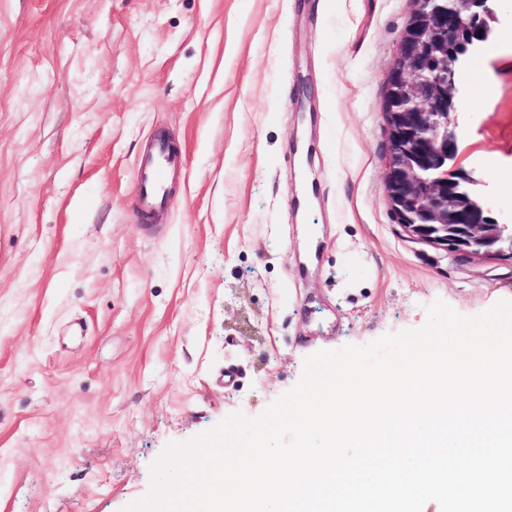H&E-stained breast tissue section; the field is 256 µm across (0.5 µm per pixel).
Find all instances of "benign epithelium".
<instances>
[{
    "mask_svg": "<svg viewBox=\"0 0 512 512\" xmlns=\"http://www.w3.org/2000/svg\"><path fill=\"white\" fill-rule=\"evenodd\" d=\"M495 0H413L384 79L390 211L408 238L466 258L512 262V233L459 153V70L494 35Z\"/></svg>",
    "mask_w": 512,
    "mask_h": 512,
    "instance_id": "1",
    "label": "benign epithelium"
}]
</instances>
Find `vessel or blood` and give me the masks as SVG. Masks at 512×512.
Masks as SVG:
<instances>
[{
    "mask_svg": "<svg viewBox=\"0 0 512 512\" xmlns=\"http://www.w3.org/2000/svg\"><path fill=\"white\" fill-rule=\"evenodd\" d=\"M179 158L168 143L157 140L138 159L136 164V210L150 211L166 206L167 185Z\"/></svg>",
    "mask_w": 512,
    "mask_h": 512,
    "instance_id": "b4317fda",
    "label": "vessel or blood"
}]
</instances>
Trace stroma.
<instances>
[{"instance_id":"stroma-1","label":"stroma","mask_w":512,"mask_h":512,"mask_svg":"<svg viewBox=\"0 0 512 512\" xmlns=\"http://www.w3.org/2000/svg\"><path fill=\"white\" fill-rule=\"evenodd\" d=\"M411 9L0 0V512H123L170 444L259 416L307 356L419 328L438 300L466 317L512 300V264L392 220L383 78ZM496 10L458 131L512 223ZM163 132L181 165L146 224L135 165Z\"/></svg>"}]
</instances>
